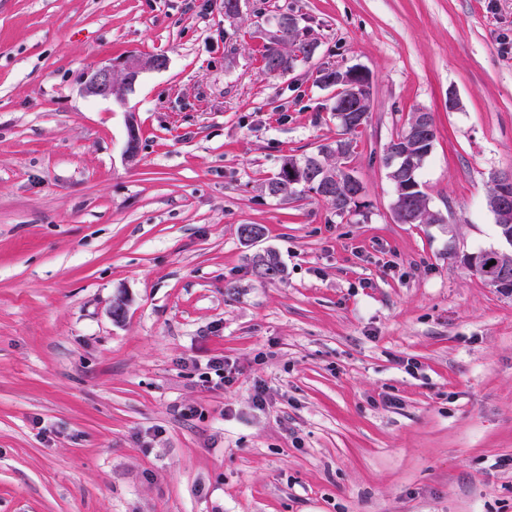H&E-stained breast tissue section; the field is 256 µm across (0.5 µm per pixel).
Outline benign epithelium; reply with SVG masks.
I'll return each mask as SVG.
<instances>
[{
    "label": "benign epithelium",
    "mask_w": 512,
    "mask_h": 512,
    "mask_svg": "<svg viewBox=\"0 0 512 512\" xmlns=\"http://www.w3.org/2000/svg\"><path fill=\"white\" fill-rule=\"evenodd\" d=\"M158 68V62L153 59H143L139 56L121 58L114 65L96 66L86 76L83 91L91 97L110 98L123 101V91L131 88L140 74L148 69ZM370 79L366 71L357 68H338L329 78V85L336 87V103L339 111L347 116L349 121L359 123L364 120L360 112L362 92L368 89ZM418 121L405 129L403 150L394 155L389 163V179L394 188V202L392 210L396 217L406 223L414 220L412 202L420 186L404 181V173L408 169L417 168L423 164L426 155L415 152L416 144L425 138H436V129L431 124L429 113L420 111L415 113ZM286 169L298 179L308 181L317 180L322 184V191L329 195L337 177L346 180L347 199L358 201L361 189L356 177L346 166H338V176H330L323 171L319 161L312 164L301 165L298 162H288ZM512 182V176L505 175L499 178V187L495 197L489 200V208L497 216L500 224H512V193L508 191L507 184Z\"/></svg>",
    "instance_id": "1"
}]
</instances>
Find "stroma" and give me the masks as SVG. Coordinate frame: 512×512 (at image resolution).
I'll return each instance as SVG.
<instances>
[{"label": "stroma", "instance_id": "stroma-1", "mask_svg": "<svg viewBox=\"0 0 512 512\" xmlns=\"http://www.w3.org/2000/svg\"><path fill=\"white\" fill-rule=\"evenodd\" d=\"M284 12L316 54L271 77ZM131 53L167 64L83 94ZM348 67L358 207L269 196L337 140L315 72ZM420 110L441 224L392 211ZM510 172L512 0H0V512H512V293L462 261L512 251ZM164 66L165 64L158 66L156 59L146 60L139 56L123 57L113 66L110 64L94 67L85 78L83 91L91 97H115L118 102H123V92L135 84L144 70L147 68L161 69ZM117 73L123 77L122 84L117 82L115 77ZM508 183H510V174L501 176L495 197L489 200L496 192V184H494L488 197L489 208L493 210L497 216V226L499 227L501 236L503 233L502 225H509V230L512 233V193L510 194L506 187ZM252 272L257 275L262 281H272L281 279L284 275V268L277 256L273 251H266L263 254L259 253L252 258ZM264 269L262 277L258 274V269Z\"/></svg>", "mask_w": 512, "mask_h": 512}]
</instances>
